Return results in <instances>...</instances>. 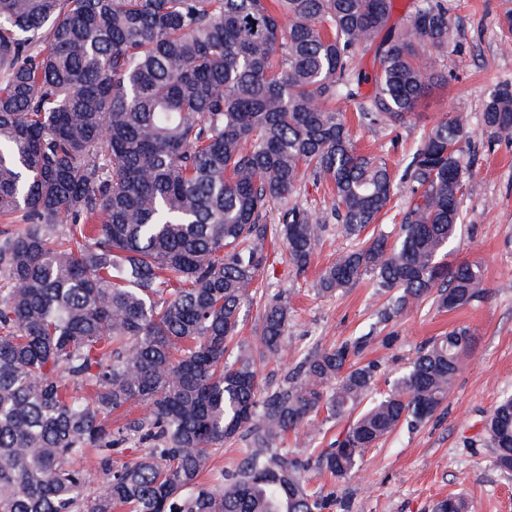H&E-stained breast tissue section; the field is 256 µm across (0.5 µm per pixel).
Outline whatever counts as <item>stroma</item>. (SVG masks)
I'll list each match as a JSON object with an SVG mask.
<instances>
[{
  "label": "stroma",
  "instance_id": "stroma-1",
  "mask_svg": "<svg viewBox=\"0 0 512 512\" xmlns=\"http://www.w3.org/2000/svg\"><path fill=\"white\" fill-rule=\"evenodd\" d=\"M455 38L444 51L430 49L420 62L431 82L414 114L394 125L360 121L357 104L346 118L358 152L376 154L401 176L413 148L438 121L462 114L470 139L464 160L474 189L463 200L462 231L450 246L449 262H479L484 298L455 310L424 302L393 326L397 340L373 338L364 360L378 362L385 380L403 370L431 338L466 325L474 348L448 397L418 430L398 428L379 447L369 449L357 477L339 481L314 469L313 487L348 494L352 512H433L445 497L463 498L468 512H512V470L495 464V451L483 432L498 398L512 393V135L490 134L483 112L500 85L512 84V0H444ZM323 217V244L306 271L291 263L280 240L267 242L261 275L265 297H287L288 331L282 352L260 367L264 386L279 384L308 353L350 336L368 333L384 301L370 277L327 297L315 290L319 273L349 246L337 230L327 184L304 178L292 199Z\"/></svg>",
  "mask_w": 512,
  "mask_h": 512
}]
</instances>
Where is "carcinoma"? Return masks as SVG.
Instances as JSON below:
<instances>
[{
  "label": "carcinoma",
  "instance_id": "carcinoma-1",
  "mask_svg": "<svg viewBox=\"0 0 512 512\" xmlns=\"http://www.w3.org/2000/svg\"><path fill=\"white\" fill-rule=\"evenodd\" d=\"M394 0H0V512H351L309 486L338 480L448 396L473 346L455 327L422 347L385 394L361 355L371 336L316 351L271 392L257 357L276 354L288 299L267 300L257 341H235L240 309L278 237L306 269L321 220L296 205L266 223L304 175L328 181L350 248L320 274L332 296L364 276L389 295V324L432 290L441 309L483 298L481 265L441 261L458 233L469 167L456 114L425 136L397 179L355 149L344 105L360 97V53L380 78L359 103L370 124L406 119L427 91L419 63L453 40L443 0L406 24ZM484 123L512 134V85ZM412 198L397 239L367 236L398 189ZM140 404L125 422L112 414ZM348 419L330 448L322 422ZM484 430L512 467V395ZM248 451L203 481L209 456ZM149 452L116 466L117 448ZM103 491L86 494L87 477Z\"/></svg>",
  "mask_w": 512,
  "mask_h": 512
}]
</instances>
